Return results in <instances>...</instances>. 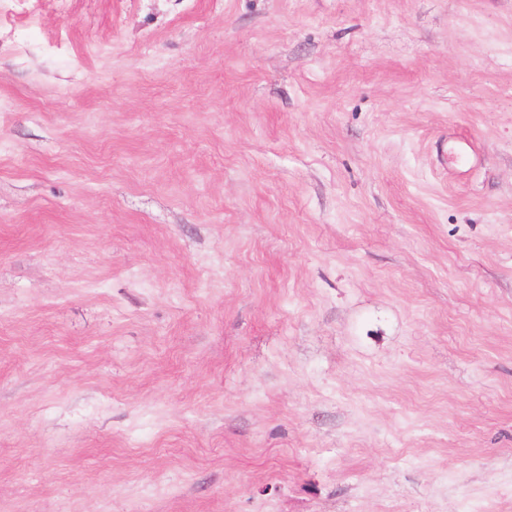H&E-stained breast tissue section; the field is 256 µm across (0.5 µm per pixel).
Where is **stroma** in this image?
<instances>
[{"mask_svg":"<svg viewBox=\"0 0 512 512\" xmlns=\"http://www.w3.org/2000/svg\"><path fill=\"white\" fill-rule=\"evenodd\" d=\"M0 512H512V0H0Z\"/></svg>","mask_w":512,"mask_h":512,"instance_id":"stroma-1","label":"stroma"}]
</instances>
